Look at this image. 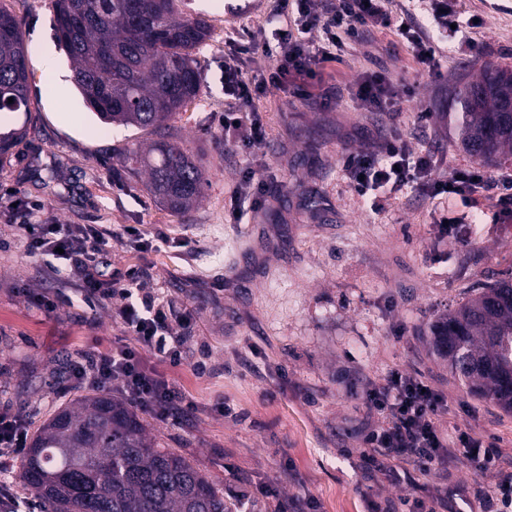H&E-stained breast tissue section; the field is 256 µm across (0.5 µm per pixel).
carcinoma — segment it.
<instances>
[{"instance_id":"obj_1","label":"carcinoma","mask_w":512,"mask_h":512,"mask_svg":"<svg viewBox=\"0 0 512 512\" xmlns=\"http://www.w3.org/2000/svg\"><path fill=\"white\" fill-rule=\"evenodd\" d=\"M179 0H54L55 31L86 107L107 125L157 138L119 154L147 175L151 195L189 211L207 182L203 167L167 127L199 94L194 53L212 37ZM22 20L0 6V118L30 111ZM13 102H8V99ZM448 133L485 165L512 162V70L484 69L454 90ZM22 128L0 131V159ZM431 352L472 394L512 412V279H500L439 317ZM20 478L42 512H233L224 490L188 458L151 439L136 413L100 390L55 410L36 429Z\"/></svg>"}]
</instances>
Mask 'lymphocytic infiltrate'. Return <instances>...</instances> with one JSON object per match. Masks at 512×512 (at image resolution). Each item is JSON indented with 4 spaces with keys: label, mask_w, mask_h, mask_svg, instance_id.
<instances>
[{
    "label": "lymphocytic infiltrate",
    "mask_w": 512,
    "mask_h": 512,
    "mask_svg": "<svg viewBox=\"0 0 512 512\" xmlns=\"http://www.w3.org/2000/svg\"><path fill=\"white\" fill-rule=\"evenodd\" d=\"M389 2L279 0L271 16L275 27L270 40L260 45L240 35L225 40L224 113L219 125L225 150L240 157L241 173L229 198L231 220H239L242 206L258 209L272 191L260 155L267 131L254 105L259 95L286 90L288 79L296 77L302 84L295 95L305 97L306 82L321 81L326 64L340 61L356 45L385 31L410 47L418 76L441 77L442 46L457 36L458 0H422L425 17L421 20L407 9H389ZM258 52L269 59L268 69L253 68ZM415 90V85L394 80L387 73L369 72L352 85L351 94L366 111L400 112ZM446 160L442 147L414 148L409 138L395 129L367 147L345 152L339 166L352 190L374 210L380 209L382 201L412 190L429 200H461L470 208V223L479 224L485 218L480 199H512L511 177L499 179L476 166L439 176ZM39 210L34 202L8 209L11 223L25 234L28 254L63 255L83 273L77 290L80 299L110 306L113 319L133 338L129 346L84 354L70 364L67 383L115 389L142 411L160 419L174 417L186 396L165 374L146 367L143 355L148 352L170 365H180L190 333L189 316L174 315L169 304L145 292L137 271H127L113 281L101 280L111 250L104 234L86 224L42 223ZM367 404L383 420L382 426L364 438L371 456H407L429 471L442 465L454 450L481 474L495 458L494 445L454 438L440 428L438 420L447 411L444 398L413 375L391 372L369 389Z\"/></svg>",
    "instance_id": "f902f5d3"
}]
</instances>
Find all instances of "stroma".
Returning a JSON list of instances; mask_svg holds the SVG:
<instances>
[{
	"mask_svg": "<svg viewBox=\"0 0 512 512\" xmlns=\"http://www.w3.org/2000/svg\"><path fill=\"white\" fill-rule=\"evenodd\" d=\"M497 2L492 10L486 0H462L461 11L484 15L486 25L472 46L448 44L440 81L418 80L409 50L381 34L328 64L312 100L280 91L257 98L275 193L234 224L225 207L239 162L217 130L224 36L242 28L261 35L275 0H182L184 13L212 26L196 54L200 92L171 121L208 178L203 200L186 215L157 203L144 178L120 171L119 153L151 135L92 118L56 45L54 0H0L23 21L29 60L50 45L59 68L54 77L29 69L31 110L12 117L27 135L0 160V195L40 202L45 223L91 224L113 235L105 277L138 268L149 292L191 314L181 364L148 360L190 406L174 419H142L160 447L191 458L225 491L276 485V496H257L247 512H284L289 501L307 498L317 512H487L493 474L473 472L456 455L430 472L410 460L369 461L362 436L381 419L365 394L395 370L441 394L448 412L440 424L495 442L497 469L512 472V413L469 394L431 355L426 337L440 314L474 290L512 277V212L486 201L484 224L460 244L432 228L439 201L407 192L371 211L338 166L343 152L377 132L350 95L357 79L377 70L418 85L409 111L384 126L417 135V114L429 110L427 140L447 149L449 167L472 166L448 135V90L484 66L512 69V0ZM57 79L65 94L56 93ZM321 95L327 107L315 104ZM128 228L166 238L144 251L123 241ZM246 245L253 260L243 265ZM80 281L78 272L59 274L30 256L21 231L0 216V407L22 414L28 432L81 395L64 383L71 360L132 341L107 308L80 301ZM41 296L59 297L57 309L39 307ZM219 401L227 412L215 411Z\"/></svg>",
	"mask_w": 512,
	"mask_h": 512,
	"instance_id": "stroma-1",
	"label": "stroma"
}]
</instances>
